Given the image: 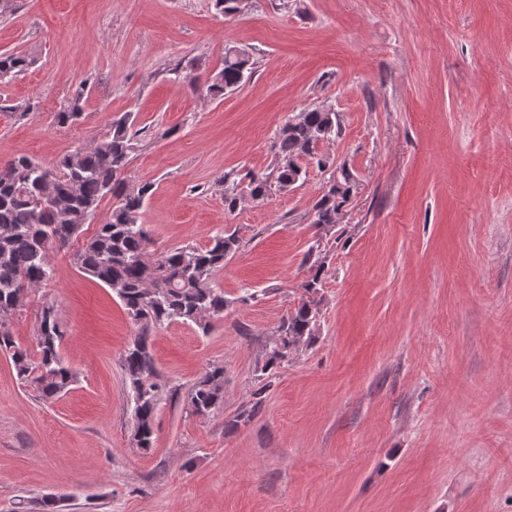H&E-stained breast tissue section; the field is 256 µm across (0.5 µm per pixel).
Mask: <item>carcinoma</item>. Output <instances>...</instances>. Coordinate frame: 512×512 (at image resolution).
<instances>
[{
    "instance_id": "carcinoma-1",
    "label": "carcinoma",
    "mask_w": 512,
    "mask_h": 512,
    "mask_svg": "<svg viewBox=\"0 0 512 512\" xmlns=\"http://www.w3.org/2000/svg\"><path fill=\"white\" fill-rule=\"evenodd\" d=\"M33 65L21 53L0 56V81ZM253 74L249 52L224 51L222 67L201 79L187 76L191 87L204 83L210 96L221 97L241 86ZM83 112L74 102L54 113L59 127L81 121ZM341 134L338 113L330 106H316L289 120L277 135L274 165L266 173H247L239 180L223 177L224 205L235 210L248 197L264 200L272 190L288 192L306 175L302 162L312 160L329 172L324 193L313 205V223L330 225L348 207L354 190L353 174L336 170L330 157L317 146ZM137 148L129 115L112 122L111 130L64 154L52 168L19 155L0 162V350L7 353L17 376L36 387L44 400H53L78 381L77 373L60 355L66 328L56 305L45 303L37 313L36 350L17 343L8 330L10 319L22 310L31 292L54 275L52 259L78 237L101 203L108 199V218L94 235L73 254L75 265L86 275L110 288L120 299L136 327L122 365L132 394L133 441L148 451L154 447V420L166 391L149 348L153 329L182 322L202 333L223 317L224 293L212 278L224 269L239 239L234 232L214 235L204 247L187 244L157 252L140 214L153 183L136 181L129 173ZM302 284L313 295L321 287L322 266ZM317 310L314 302H301L275 330L266 345V359L259 379L257 400L250 413L262 406L263 391L275 370L289 356L316 340ZM186 409L207 416L224 406V366L208 367L187 393Z\"/></svg>"
}]
</instances>
